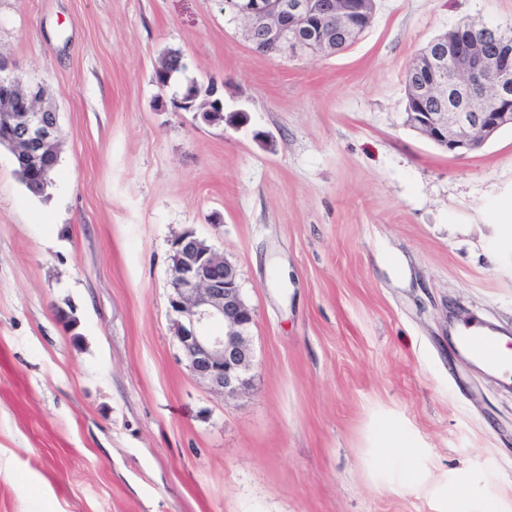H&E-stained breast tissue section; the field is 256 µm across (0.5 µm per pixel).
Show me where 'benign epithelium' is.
<instances>
[{"label": "benign epithelium", "instance_id": "benign-epithelium-1", "mask_svg": "<svg viewBox=\"0 0 512 512\" xmlns=\"http://www.w3.org/2000/svg\"><path fill=\"white\" fill-rule=\"evenodd\" d=\"M229 13L247 22L246 36L262 39L277 53L337 50V34L356 39L371 24L362 0H224ZM492 53L478 50L463 30L433 40L411 66L406 90L407 123L453 153L472 151L512 125V35L504 33ZM188 111L207 121L224 118L217 84ZM40 85H23L0 60V123L24 168L45 178L57 160L60 129L55 112L40 105ZM169 306L177 315L175 337L189 375L224 395L250 385L248 333L254 313L243 298L234 265L187 232L173 243ZM216 322L224 334L208 332Z\"/></svg>", "mask_w": 512, "mask_h": 512}]
</instances>
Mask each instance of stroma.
Wrapping results in <instances>:
<instances>
[{
    "mask_svg": "<svg viewBox=\"0 0 512 512\" xmlns=\"http://www.w3.org/2000/svg\"><path fill=\"white\" fill-rule=\"evenodd\" d=\"M512 0H378L335 55L261 54L224 0H0V57L58 114L32 195L0 147V512H455L512 499V381L457 324L512 334V126L451 153L410 127L405 70ZM178 53V83L159 86ZM217 83L210 124L175 109ZM191 232L237 269L250 387L192 379L168 302ZM419 450L371 465L380 422Z\"/></svg>",
    "mask_w": 512,
    "mask_h": 512,
    "instance_id": "stroma-1",
    "label": "stroma"
}]
</instances>
